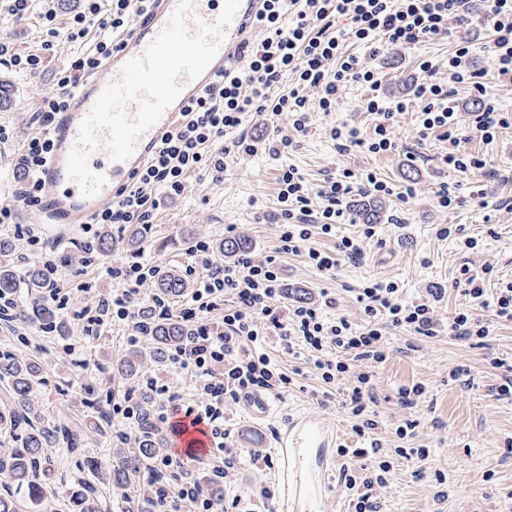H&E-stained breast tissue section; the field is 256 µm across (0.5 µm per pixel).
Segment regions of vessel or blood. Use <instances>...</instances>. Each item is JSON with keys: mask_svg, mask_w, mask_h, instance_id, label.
Instances as JSON below:
<instances>
[{"mask_svg": "<svg viewBox=\"0 0 512 512\" xmlns=\"http://www.w3.org/2000/svg\"><path fill=\"white\" fill-rule=\"evenodd\" d=\"M176 5L177 0H154L149 12L122 37L106 61L102 74L84 75L77 81L66 111L59 113L51 126V155L38 174L44 223L70 233L93 223L102 210L115 205L161 141L173 131L186 107L238 62L250 40L251 23L265 8L264 0H241L239 11L227 28L215 59L199 79L184 81L179 98L159 122L139 138L135 153L129 160L111 161L102 148L91 155L90 168L104 175L106 183L94 197H83L79 186L68 178L66 172V158L76 144L79 125L101 91L118 78L123 64L141 55L164 28ZM179 424L183 433L176 446L181 453L206 449L208 435L204 424L186 417L180 418ZM336 444L335 429L318 415L306 413L289 419L287 427L276 440L278 469L273 512H327L336 465Z\"/></svg>", "mask_w": 512, "mask_h": 512, "instance_id": "vessel-or-blood-1", "label": "vessel or blood"}]
</instances>
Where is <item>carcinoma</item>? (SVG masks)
<instances>
[{"label": "carcinoma", "instance_id": "1", "mask_svg": "<svg viewBox=\"0 0 512 512\" xmlns=\"http://www.w3.org/2000/svg\"><path fill=\"white\" fill-rule=\"evenodd\" d=\"M148 225L133 224L128 233L113 238L107 233L101 245L108 252L114 250L132 251L138 247L141 238L146 236ZM248 248L244 236L226 238L217 245L218 252L234 256ZM11 247L0 241V298L12 300L21 285H26L29 298L27 318L48 324L56 322V314L44 295L48 280L54 270L51 263L31 267L25 277L17 275L9 255ZM187 289L185 282L175 275L159 279L160 293L177 297ZM142 316L149 323V340L153 345L155 362L163 366L169 361L170 351L182 344L189 335L186 323L171 317H157L146 307ZM139 352L130 351L125 358L112 365L113 370L130 380L139 377ZM0 435L10 438V448L0 455V475L9 488L0 492V512H24L22 500L33 505L53 485L52 475L56 461L48 454L51 448H60L64 453L77 457L76 466L80 469L93 461L79 459L85 451L91 434L90 429L79 421L68 420L57 425L44 423L42 414L35 410L32 393L41 383V368L35 361L20 360L9 350H0ZM155 400L151 392L141 391L136 403V423L139 429L138 447L120 452L117 468L105 477L117 485L138 477L153 485L158 477L145 472L148 460L161 454L167 448L166 440L154 423ZM74 512H137L140 505L131 500L114 501L90 482L79 480L77 489L71 493Z\"/></svg>", "mask_w": 512, "mask_h": 512}]
</instances>
